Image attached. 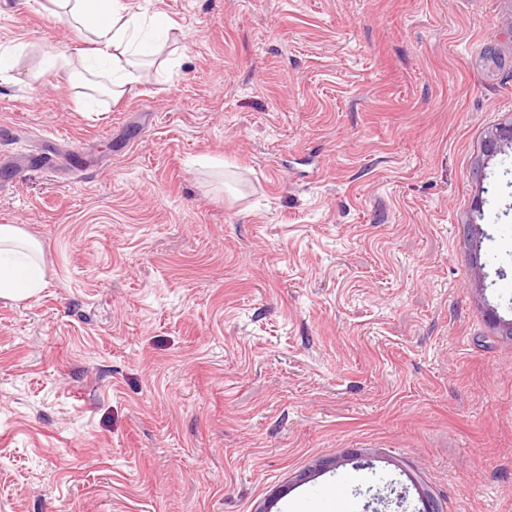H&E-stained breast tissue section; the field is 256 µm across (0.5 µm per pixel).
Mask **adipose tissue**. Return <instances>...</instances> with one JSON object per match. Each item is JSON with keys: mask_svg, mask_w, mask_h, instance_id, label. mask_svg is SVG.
<instances>
[{"mask_svg": "<svg viewBox=\"0 0 512 512\" xmlns=\"http://www.w3.org/2000/svg\"><path fill=\"white\" fill-rule=\"evenodd\" d=\"M68 15L86 47L74 75L92 92L107 90L120 101L161 52L171 19L141 16L125 0H52ZM43 246L18 224H0V299L24 300L44 284Z\"/></svg>", "mask_w": 512, "mask_h": 512, "instance_id": "1", "label": "adipose tissue"}]
</instances>
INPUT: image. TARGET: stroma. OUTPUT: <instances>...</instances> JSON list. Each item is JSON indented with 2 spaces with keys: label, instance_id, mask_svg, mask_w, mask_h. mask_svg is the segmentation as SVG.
I'll list each match as a JSON object with an SVG mask.
<instances>
[{
  "label": "stroma",
  "instance_id": "1",
  "mask_svg": "<svg viewBox=\"0 0 512 512\" xmlns=\"http://www.w3.org/2000/svg\"><path fill=\"white\" fill-rule=\"evenodd\" d=\"M46 3L0 0V159L55 161L0 177V512H512V0H131L181 63L90 110ZM43 246L19 224H0V299L24 300L43 288Z\"/></svg>",
  "mask_w": 512,
  "mask_h": 512
}]
</instances>
